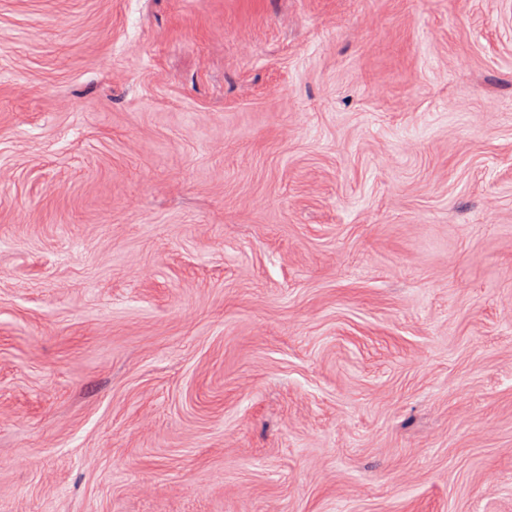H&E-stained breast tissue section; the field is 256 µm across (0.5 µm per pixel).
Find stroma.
Returning <instances> with one entry per match:
<instances>
[{
	"mask_svg": "<svg viewBox=\"0 0 512 512\" xmlns=\"http://www.w3.org/2000/svg\"><path fill=\"white\" fill-rule=\"evenodd\" d=\"M0 512H512V0H0Z\"/></svg>",
	"mask_w": 512,
	"mask_h": 512,
	"instance_id": "1",
	"label": "stroma"
}]
</instances>
